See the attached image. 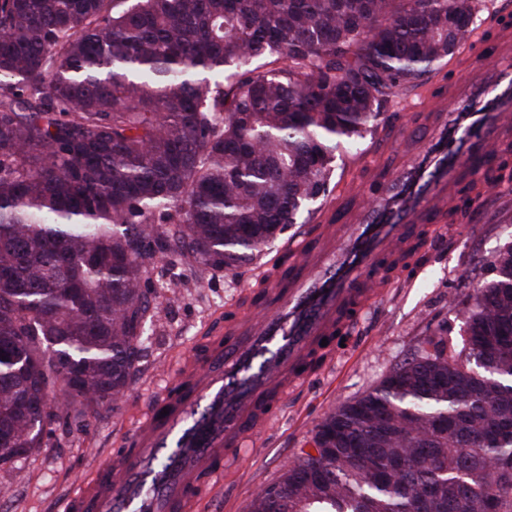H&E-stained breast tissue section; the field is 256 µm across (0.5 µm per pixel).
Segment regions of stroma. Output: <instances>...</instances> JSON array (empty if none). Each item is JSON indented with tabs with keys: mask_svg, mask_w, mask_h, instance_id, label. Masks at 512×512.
Wrapping results in <instances>:
<instances>
[{
	"mask_svg": "<svg viewBox=\"0 0 512 512\" xmlns=\"http://www.w3.org/2000/svg\"><path fill=\"white\" fill-rule=\"evenodd\" d=\"M475 42L424 76L422 85L391 97L384 118L361 150L339 146L340 182L318 203L309 223L288 226L266 255L233 272L212 271L173 255L158 257L149 272L158 313L145 329V345L129 386L110 411L86 426L56 427L42 448L0 468V512H58L76 482L102 463L120 458L139 411L152 405L183 358L203 354L248 307L283 249L299 236L319 237L342 202L374 199L382 187L376 167L395 171L428 139L437 111L456 106L454 92L503 39L512 40V0H475ZM446 234L434 224L412 225L413 243L381 277L382 286L353 313L325 348L308 378L293 388L253 447L224 469L220 487L196 512H248L257 492L275 482L308 447L322 418L341 403L375 387L423 338L447 328L462 346L455 301L487 275L496 253L512 244V182H476L467 206L451 198Z\"/></svg>",
	"mask_w": 512,
	"mask_h": 512,
	"instance_id": "obj_1",
	"label": "stroma"
}]
</instances>
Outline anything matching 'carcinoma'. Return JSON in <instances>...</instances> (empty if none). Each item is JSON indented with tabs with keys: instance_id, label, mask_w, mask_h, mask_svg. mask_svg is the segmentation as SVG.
I'll return each mask as SVG.
<instances>
[{
	"instance_id": "cac0c4a2",
	"label": "carcinoma",
	"mask_w": 512,
	"mask_h": 512,
	"mask_svg": "<svg viewBox=\"0 0 512 512\" xmlns=\"http://www.w3.org/2000/svg\"><path fill=\"white\" fill-rule=\"evenodd\" d=\"M473 0H0V467L124 395L169 252L233 272L334 149L474 33ZM251 512H512V245Z\"/></svg>"
}]
</instances>
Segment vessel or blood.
I'll use <instances>...</instances> for the list:
<instances>
[{"label": "vessel or blood", "instance_id": "vessel-or-blood-1", "mask_svg": "<svg viewBox=\"0 0 512 512\" xmlns=\"http://www.w3.org/2000/svg\"><path fill=\"white\" fill-rule=\"evenodd\" d=\"M461 99L466 111L441 117L377 198L337 226L334 246L317 252L306 238L290 242L298 274L269 288L226 341L168 383L126 437L123 457L96 466L62 512H190L222 480L285 385L304 378L315 343L366 294L369 271L407 247L409 225L443 208L457 175L491 159L497 130L512 117V68L486 61Z\"/></svg>", "mask_w": 512, "mask_h": 512}]
</instances>
